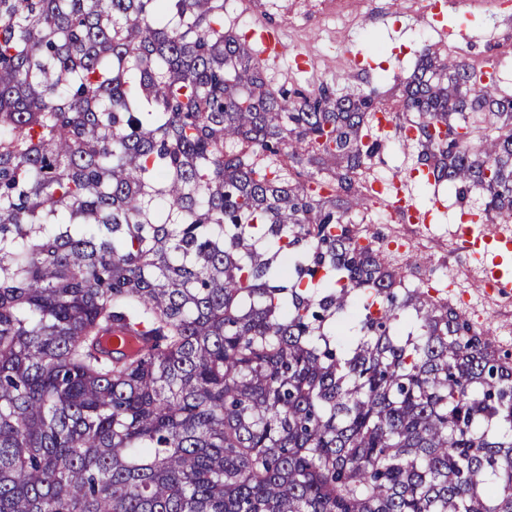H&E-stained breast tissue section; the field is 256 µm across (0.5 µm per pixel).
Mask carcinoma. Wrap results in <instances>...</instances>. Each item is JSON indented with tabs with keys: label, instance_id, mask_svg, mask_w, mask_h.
<instances>
[{
	"label": "carcinoma",
	"instance_id": "carcinoma-1",
	"mask_svg": "<svg viewBox=\"0 0 512 512\" xmlns=\"http://www.w3.org/2000/svg\"><path fill=\"white\" fill-rule=\"evenodd\" d=\"M379 97L224 0H0V512H512V358L349 219ZM403 108L512 224V91L426 47ZM245 1L252 0H224V24L225 19L232 17L238 21L240 27L250 29L251 25L258 21V15H254L252 11L249 12L248 5L244 4Z\"/></svg>",
	"mask_w": 512,
	"mask_h": 512
}]
</instances>
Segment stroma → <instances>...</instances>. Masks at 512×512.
Masks as SVG:
<instances>
[{"label":"stroma","mask_w":512,"mask_h":512,"mask_svg":"<svg viewBox=\"0 0 512 512\" xmlns=\"http://www.w3.org/2000/svg\"><path fill=\"white\" fill-rule=\"evenodd\" d=\"M340 16H316L297 26L293 18L301 6L296 0H277L271 18L282 29L291 48L309 58V71L301 72L283 66L268 72L270 85L299 84L312 86L329 78H339L338 95L358 93L372 87L382 91V102L392 111L402 109L400 81L408 77L423 47L454 44V37L443 38L429 26L414 19L421 0H340ZM444 17L450 28H466L476 33L474 41L464 43L466 60L474 67H494L503 85L512 87V0H485L472 8L460 0H444ZM361 55L372 63L368 71L352 67L351 59ZM417 150L404 145L398 135L387 136L381 155L370 173L372 179L407 180L421 207H428L432 196H439L443 212L433 221L435 237L423 242L419 227L400 223L388 211L381 210L363 219L354 214L356 229L365 236L400 238L409 251L394 255L396 266L414 274L462 268L468 271V284H475L483 264L481 258L466 251L461 243H449L448 232L459 222L460 209L446 187H433L412 179Z\"/></svg>","instance_id":"35a3bbf8"}]
</instances>
